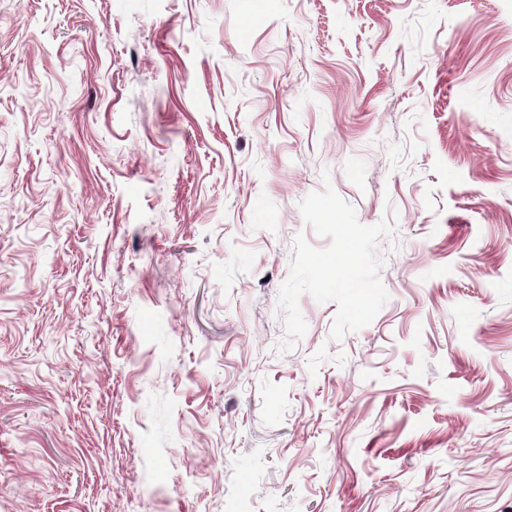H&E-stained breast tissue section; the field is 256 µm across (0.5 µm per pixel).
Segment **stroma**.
Wrapping results in <instances>:
<instances>
[{"instance_id":"obj_1","label":"stroma","mask_w":512,"mask_h":512,"mask_svg":"<svg viewBox=\"0 0 512 512\" xmlns=\"http://www.w3.org/2000/svg\"><path fill=\"white\" fill-rule=\"evenodd\" d=\"M0 512H512V0H0Z\"/></svg>"}]
</instances>
